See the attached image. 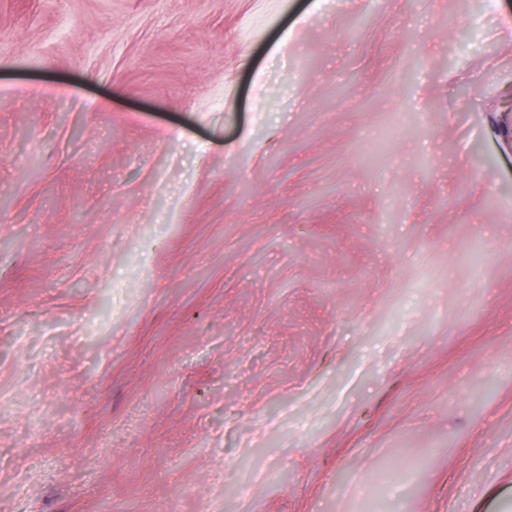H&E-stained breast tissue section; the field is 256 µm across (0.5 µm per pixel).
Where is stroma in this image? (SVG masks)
<instances>
[{
  "label": "stroma",
  "instance_id": "stroma-1",
  "mask_svg": "<svg viewBox=\"0 0 512 512\" xmlns=\"http://www.w3.org/2000/svg\"><path fill=\"white\" fill-rule=\"evenodd\" d=\"M0 512H512V0H0Z\"/></svg>",
  "mask_w": 512,
  "mask_h": 512
}]
</instances>
